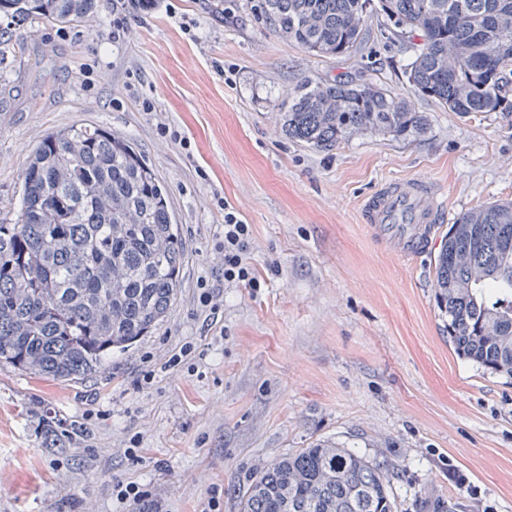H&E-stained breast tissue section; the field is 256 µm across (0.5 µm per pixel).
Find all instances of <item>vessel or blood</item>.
Listing matches in <instances>:
<instances>
[{
    "label": "vessel or blood",
    "instance_id": "1",
    "mask_svg": "<svg viewBox=\"0 0 512 512\" xmlns=\"http://www.w3.org/2000/svg\"><path fill=\"white\" fill-rule=\"evenodd\" d=\"M447 207L436 184L419 178L382 183L363 200L360 214L378 244L408 260L428 251Z\"/></svg>",
    "mask_w": 512,
    "mask_h": 512
}]
</instances>
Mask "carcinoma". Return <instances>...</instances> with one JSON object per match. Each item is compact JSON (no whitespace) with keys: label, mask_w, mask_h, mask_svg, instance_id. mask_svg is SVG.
<instances>
[{"label":"carcinoma","mask_w":512,"mask_h":512,"mask_svg":"<svg viewBox=\"0 0 512 512\" xmlns=\"http://www.w3.org/2000/svg\"><path fill=\"white\" fill-rule=\"evenodd\" d=\"M96 0H0L22 27L75 26ZM284 38L318 57L357 52L367 19L409 43L411 91L460 116L512 112V0H260ZM425 120L404 98L352 79L306 81L281 131L332 150L364 134L410 139ZM21 203L0 217V364L36 378L88 376L147 335L180 286L183 243L165 185L131 141L102 125L42 137L21 172ZM435 299L455 355L512 380V201L463 213L435 266ZM379 463L331 443L256 469L240 512H394Z\"/></svg>","instance_id":"obj_1"}]
</instances>
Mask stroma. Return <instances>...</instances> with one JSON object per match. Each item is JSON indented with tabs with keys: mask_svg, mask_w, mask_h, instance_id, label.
Segmentation results:
<instances>
[{
	"mask_svg": "<svg viewBox=\"0 0 512 512\" xmlns=\"http://www.w3.org/2000/svg\"><path fill=\"white\" fill-rule=\"evenodd\" d=\"M258 0H156L110 41L112 0L75 28L13 31L0 73V208L47 132L103 124L165 184L185 251L180 288L148 336L72 381L0 366V512H240L258 464L331 440L384 464L397 512H512V384L456 359L434 300L442 241L406 262L375 243L359 207L389 179H429L451 219L512 200V113L461 117L411 93L410 55L370 17L352 58L309 55ZM341 74L409 99L414 139L366 134L330 151L287 139L280 107L301 80ZM233 207L252 229L259 287L212 262ZM208 280L220 306L206 320ZM194 353L176 367L184 344ZM153 380H146V373ZM141 443L128 455L132 437ZM467 474L471 489L448 480ZM116 487V498L122 504H127L128 507H135V510L128 511H137V506L145 505L146 501L149 498L148 490H144L141 486L134 482H128L124 484V482H118Z\"/></svg>",
	"mask_w": 512,
	"mask_h": 512,
	"instance_id": "obj_1",
	"label": "stroma"
}]
</instances>
